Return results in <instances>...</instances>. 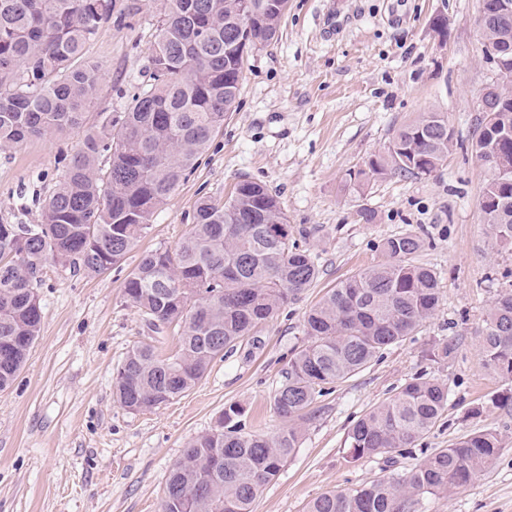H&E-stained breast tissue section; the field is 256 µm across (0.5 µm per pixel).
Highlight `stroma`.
Segmentation results:
<instances>
[{"instance_id":"1","label":"stroma","mask_w":512,"mask_h":512,"mask_svg":"<svg viewBox=\"0 0 512 512\" xmlns=\"http://www.w3.org/2000/svg\"><path fill=\"white\" fill-rule=\"evenodd\" d=\"M482 0H288L279 36L250 53L238 108L196 169L155 215L124 263L97 277L46 263L37 294L42 329L12 385L0 391V512H162L165 480L184 448L216 428L225 405H241L249 431L273 435L282 371L306 345L304 316L330 288L378 264L380 243L424 236L415 263L440 279L435 315L316 400L299 448L264 489L255 512H306L329 491L348 492L415 469L477 428L497 430L499 458L453 495L427 494L416 512H512V406L492 398L512 381L484 366L480 341L495 299L512 289V244L497 241L479 207L487 170L471 154L482 90L495 72L477 20ZM163 0H112L113 23L91 36L85 54L101 78L84 127L123 112L148 80ZM425 112L447 114L459 141L429 176H396L365 193L345 190L349 172L382 152L396 130ZM80 147L72 132L0 150V223L36 224L46 199ZM280 200L299 248L318 255L321 273L299 299L214 362L189 392L133 412L116 399L113 375L132 346L174 350V328L151 332L124 296L142 251L172 248L189 232L199 198L227 197L241 178ZM367 208L374 223L360 220ZM452 342V360L429 359ZM448 386V406L395 465L348 462L349 428L419 374ZM485 405V412L469 411Z\"/></svg>"}]
</instances>
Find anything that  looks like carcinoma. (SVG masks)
<instances>
[{"instance_id": "carcinoma-1", "label": "carcinoma", "mask_w": 512, "mask_h": 512, "mask_svg": "<svg viewBox=\"0 0 512 512\" xmlns=\"http://www.w3.org/2000/svg\"><path fill=\"white\" fill-rule=\"evenodd\" d=\"M288 0H166L162 41L150 80L125 112H103L94 130L82 110L99 81L79 63L86 42L112 21L111 0H0V149L56 131L80 134L81 148L38 224L0 223V391L37 341L42 311L35 285L52 261L101 275L121 264L236 111L246 57L277 37ZM512 58V18L499 23ZM490 112L512 126V98L490 96ZM457 140L448 117L426 112L402 125L384 155L371 156L349 184L357 191L395 176L431 175ZM479 206L495 237L512 238V178L487 167ZM413 233L381 243L385 260L338 283L307 313L308 343L282 372L274 407L288 427L274 436L246 431L243 407H224L219 425L185 448L165 482L162 512H254L264 488L299 447L305 411L330 385L365 370L388 347L414 335L440 303L437 274L412 256ZM319 277L317 257L293 240L281 202L266 185L242 179L229 197L200 198L188 234L172 249L144 252L127 275L132 306L155 331L181 329L178 349L129 350L113 376L116 395L143 411L190 391L211 364L258 324L294 302ZM480 353L512 380V290L489 309ZM448 404V387L421 375L359 418L347 434L357 462L412 448ZM503 442L478 428L415 469L350 493L328 492L307 512H415L424 494L450 495L500 455Z\"/></svg>"}]
</instances>
